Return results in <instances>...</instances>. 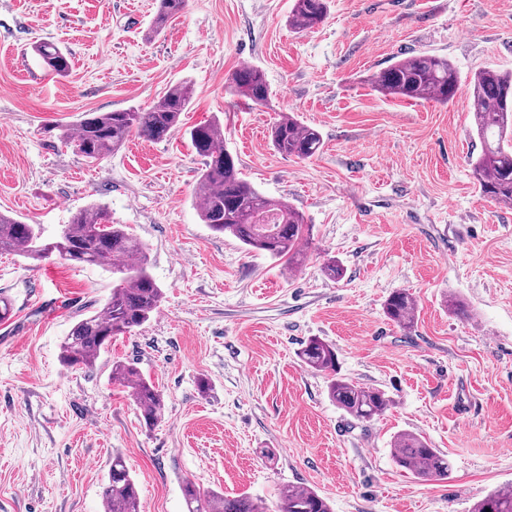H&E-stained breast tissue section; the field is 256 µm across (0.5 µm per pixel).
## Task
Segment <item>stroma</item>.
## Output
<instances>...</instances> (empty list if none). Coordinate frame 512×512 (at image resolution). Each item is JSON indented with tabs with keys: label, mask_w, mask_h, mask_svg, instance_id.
Wrapping results in <instances>:
<instances>
[{
	"label": "stroma",
	"mask_w": 512,
	"mask_h": 512,
	"mask_svg": "<svg viewBox=\"0 0 512 512\" xmlns=\"http://www.w3.org/2000/svg\"><path fill=\"white\" fill-rule=\"evenodd\" d=\"M292 5L188 0L148 40L156 0H0V211L50 239L76 210L103 207L145 246L163 290L147 323L113 337L92 368L68 369L62 339L116 278L0 255L13 307L0 323V512H103L116 452L140 512H187V481L248 494L265 512L286 485L317 491L333 512H472L512 484V206L478 192L466 92L444 106L369 84L418 53L448 57L464 77L512 70V0H330L307 32L289 27ZM41 39L69 53L68 76L33 53ZM245 64L264 72L268 106L231 92ZM181 81L194 96L166 140L134 135L93 164L60 140L87 113L150 107ZM284 112L320 131L319 154L273 149ZM214 119L243 176L312 224L299 267L200 220L202 159L184 130ZM331 259L341 279L323 273ZM403 289L418 305L407 331L384 313ZM451 295L466 315L449 311ZM312 336L335 345L341 375L386 393L384 414L362 423L330 401L327 376L297 356ZM116 361L163 392L154 426L113 383ZM400 432L446 454L447 478L397 467Z\"/></svg>",
	"instance_id": "35a3bbf8"
}]
</instances>
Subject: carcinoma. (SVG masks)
<instances>
[{
  "label": "carcinoma",
  "instance_id": "carcinoma-1",
  "mask_svg": "<svg viewBox=\"0 0 512 512\" xmlns=\"http://www.w3.org/2000/svg\"><path fill=\"white\" fill-rule=\"evenodd\" d=\"M187 0H159L147 29V37L161 34L169 21L183 12ZM329 0H294L290 26L299 31L319 26L327 17ZM33 51L59 77L68 75L70 57L55 43L37 41ZM374 91L394 99H431L442 105L452 102L462 88L471 101L473 125L481 153L472 162V175L482 196L498 203H512V72L485 68L462 80L448 58L436 54L410 55L393 62L370 80ZM229 84L233 93L253 107L264 106L271 90L264 72L252 65L236 69ZM193 97L188 81L170 87L147 109L121 112H92L78 122L75 132L62 133L89 163L118 151L132 134L162 141L180 127V117ZM192 148L203 158L195 190L199 216L215 233L229 234L248 251L262 252L274 259H287L288 266L305 260V244L312 225L304 215L282 200L265 196L240 176L234 156L224 147V129L214 120L186 130ZM275 151L285 156L308 159L322 149L320 133L292 113H284L271 128ZM12 253L39 260L52 255L78 265H96L112 270L119 284L98 312L76 322L60 348V361L67 368H91L112 342V337L129 333L149 321L158 308L163 291L147 270L144 246L120 224L110 223L102 209L91 207L75 212L61 226L52 245L44 243L38 224H25L0 213V254ZM387 318L403 329L413 327L417 309L405 290L394 292L385 303ZM302 362L330 376L328 395L353 419L373 420L388 408L385 392L364 387L338 374L336 348L325 340L308 339L299 351ZM112 380L132 391L147 426L154 425L164 409L163 393L143 379L131 362L112 365ZM395 464L421 479L446 477L450 462L424 438L401 432L392 443ZM188 512H263L248 496L224 497L218 493L201 496L187 482L183 487ZM102 499L107 512H140L139 493L125 459L112 455ZM278 512H331L328 501L316 491L287 485L279 494ZM473 512H512V485L492 491L477 502Z\"/></svg>",
  "mask_w": 512,
  "mask_h": 512
}]
</instances>
